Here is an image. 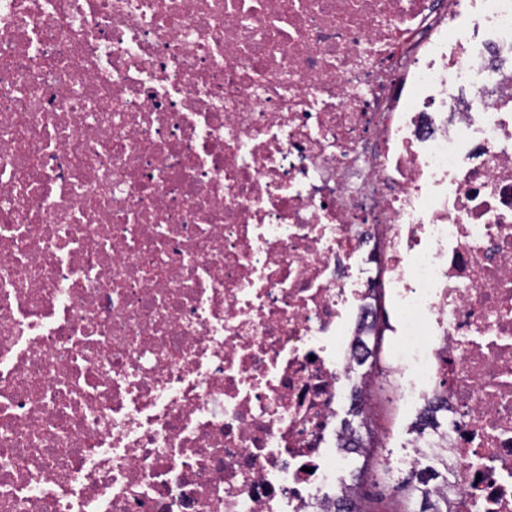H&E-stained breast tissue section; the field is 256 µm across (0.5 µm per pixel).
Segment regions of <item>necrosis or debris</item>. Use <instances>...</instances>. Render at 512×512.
<instances>
[{"mask_svg":"<svg viewBox=\"0 0 512 512\" xmlns=\"http://www.w3.org/2000/svg\"><path fill=\"white\" fill-rule=\"evenodd\" d=\"M387 332L512 512V0H0V512H343Z\"/></svg>","mask_w":512,"mask_h":512,"instance_id":"necrosis-or-debris-1","label":"necrosis or debris"}]
</instances>
